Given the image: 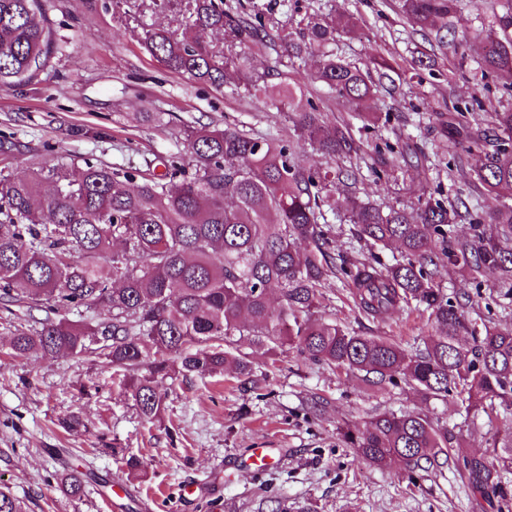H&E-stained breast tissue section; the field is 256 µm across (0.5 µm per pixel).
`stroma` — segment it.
<instances>
[{
  "label": "stroma",
  "instance_id": "obj_1",
  "mask_svg": "<svg viewBox=\"0 0 512 512\" xmlns=\"http://www.w3.org/2000/svg\"><path fill=\"white\" fill-rule=\"evenodd\" d=\"M270 19L287 24L296 13L319 11L361 20L357 34L337 33L334 49L346 60L365 62L369 48L411 70L430 48L397 12L395 0H256ZM55 50L37 79L0 90V167L22 172L33 161L83 163L93 158L115 168L142 165L156 154L184 150L182 129L217 123L246 125L262 137L287 139L286 113L265 107L245 90L190 82L170 72L141 45L131 0H43ZM463 58H439L422 80H395L394 92L379 88L373 112H390L376 132L344 101L328 95L312 75L317 58L296 59L291 71L329 117L350 125L367 145L390 142L419 156L418 165L375 178L370 159H348L359 169L355 196L377 204H411L442 189L462 193L469 206L496 209L501 199L484 190L459 189L448 174V137L436 116L470 100V76L479 45ZM161 113L158 122L143 121ZM448 295L468 292V311L480 322L512 325V312L496 304L498 276L485 274L473 287L456 271L444 272ZM317 314L349 330L397 340L430 336L427 314L409 306L372 320L359 314L347 288L330 278ZM262 390L214 375L166 381L165 428L140 418L127 393L112 383V368L94 357H13L0 349V486L22 499L27 512H267L279 501L284 512H474L464 479L454 469L408 476L402 466L378 469L347 448L339 428L363 425L378 411L416 412L446 425L462 453H482L512 432V417L484 410L459 415L453 403L424 400L408 385L375 386L360 374L304 361L282 347L268 350L243 339ZM326 398L321 414L306 406ZM79 415L82 426L66 431L61 421ZM114 454H107L105 446ZM251 448H277L280 460L246 473L241 461ZM136 455L143 472L130 475L116 454ZM70 466L96 473L83 493L71 497L55 487Z\"/></svg>",
  "mask_w": 512,
  "mask_h": 512
}]
</instances>
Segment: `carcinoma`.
Listing matches in <instances>:
<instances>
[{
	"mask_svg": "<svg viewBox=\"0 0 512 512\" xmlns=\"http://www.w3.org/2000/svg\"><path fill=\"white\" fill-rule=\"evenodd\" d=\"M461 0H399L413 31L431 50H458L449 24ZM170 8L174 24L143 28L142 45L171 72L215 88L234 86L270 99L292 98L284 73L251 72L250 59L284 49L288 58L316 52L315 80L357 109L374 98L375 79L393 63L370 52L364 67L328 48L332 18H291L285 34L265 22L262 9L236 0H141L139 13ZM224 32L218 46L208 34ZM480 76L471 105L485 110L473 126L461 110L439 115L452 145L448 169L468 187L503 194L488 213L460 211L454 201L428 196L414 205L384 208L352 200L343 214L353 236L396 246L400 258L336 266L324 210L336 209L340 187L358 181L342 166L301 163L311 146L336 162L361 151L351 128L328 117L311 99L295 112L293 137L283 142L232 125L183 129L185 156L159 155L126 171L85 160L75 168L34 162L28 171L0 169V304L45 309L38 326L7 340L11 354L97 356L114 368L137 412L163 421L159 385L232 370L253 382L249 355L238 338L288 346L317 365L364 374L373 385H409L426 398L451 399L458 411L502 409L512 415V327L477 328L466 311L470 295L451 298L439 288L445 267L480 285L484 272L500 276L498 297L512 304V106L485 105L495 84L512 96V0H499L481 27ZM53 50L41 0H0V89L34 80ZM277 79L274 85L271 80ZM474 153L481 164L468 168ZM370 169L381 175L398 164L394 147H374ZM468 221L470 234L452 235ZM342 276L358 312L381 319L402 306L423 308L435 328L409 354L384 336H365L334 320L314 317L330 277ZM100 311L106 319L55 318L61 311ZM470 336L473 345L461 342ZM342 442L369 464L409 472L440 470L458 449L448 427L420 413L381 411L361 427L339 429ZM475 506L492 504L512 472V435L492 450L456 460ZM86 475L64 470L61 490L80 494ZM0 512H25L23 501L0 488Z\"/></svg>",
	"mask_w": 512,
	"mask_h": 512,
	"instance_id": "cac0c4a2",
	"label": "carcinoma"
}]
</instances>
